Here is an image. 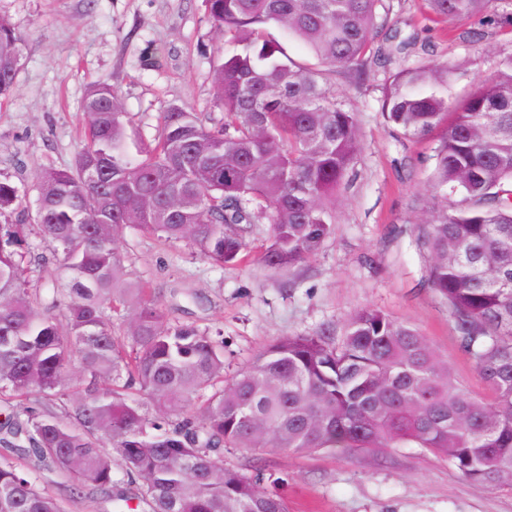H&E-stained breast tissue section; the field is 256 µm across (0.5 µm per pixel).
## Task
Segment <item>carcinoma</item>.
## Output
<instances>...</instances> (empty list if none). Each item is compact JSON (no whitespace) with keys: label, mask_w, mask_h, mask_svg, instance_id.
Wrapping results in <instances>:
<instances>
[{"label":"carcinoma","mask_w":512,"mask_h":512,"mask_svg":"<svg viewBox=\"0 0 512 512\" xmlns=\"http://www.w3.org/2000/svg\"><path fill=\"white\" fill-rule=\"evenodd\" d=\"M493 2L426 0L448 23ZM380 3L206 0L236 46L215 71L218 126L172 108L148 145L131 138L112 84L87 90L73 167L39 177L33 223L50 255L26 248V225L0 224V395L18 400L0 424V512H64L14 453L72 476L80 494L126 502L112 494L115 453L128 480L141 479L134 498L149 512H289L281 480L225 462L226 448L415 447L466 480L512 485V57L456 103L446 65L397 70L380 99L384 121L412 139L446 123L417 243L489 399L466 392L416 327L375 308L352 314L338 342L326 328L280 338L226 383L220 332L173 322L130 280L117 247L134 228L235 263L265 220L267 269L316 254L361 150L355 113L336 107L331 78L360 84L371 64L412 45L377 20ZM269 24L317 64L291 58ZM21 65L20 38L0 18V96ZM16 204L17 188L0 180V215ZM51 265L61 279L41 311L35 279ZM59 306L60 319L50 313Z\"/></svg>","instance_id":"1"}]
</instances>
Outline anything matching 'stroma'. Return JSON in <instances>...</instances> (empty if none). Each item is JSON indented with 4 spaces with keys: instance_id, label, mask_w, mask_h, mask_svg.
I'll use <instances>...</instances> for the list:
<instances>
[{
    "instance_id": "1",
    "label": "stroma",
    "mask_w": 512,
    "mask_h": 512,
    "mask_svg": "<svg viewBox=\"0 0 512 512\" xmlns=\"http://www.w3.org/2000/svg\"><path fill=\"white\" fill-rule=\"evenodd\" d=\"M389 24L413 43L397 64L451 65L449 93L459 96L512 56V0L495 14L448 24L424 0H384ZM0 17L23 40L22 66L9 96L0 98V180L17 187L22 203L0 222L34 214L39 175L70 167L82 139L83 98L107 82L141 141L158 134L161 117L180 107L220 120L214 72L231 51L212 23L205 0H0ZM388 68H375L362 88L331 84L336 104L355 113L363 149L336 204V224L321 249L279 272L259 260L268 224L252 225L244 261L220 265L189 243H168L125 229L119 237L133 278L173 320L220 331L224 375L233 378L274 340L341 326L374 307L415 325L446 355L459 383L490 397L451 327L447 308L425 287L427 258L415 245L423 201L431 189L436 136L394 135L380 112ZM240 468L287 478L290 512H512V487L460 477L447 461L418 448L351 449L291 454L228 450ZM26 468L66 512H144L77 496L74 482L36 460Z\"/></svg>"
}]
</instances>
